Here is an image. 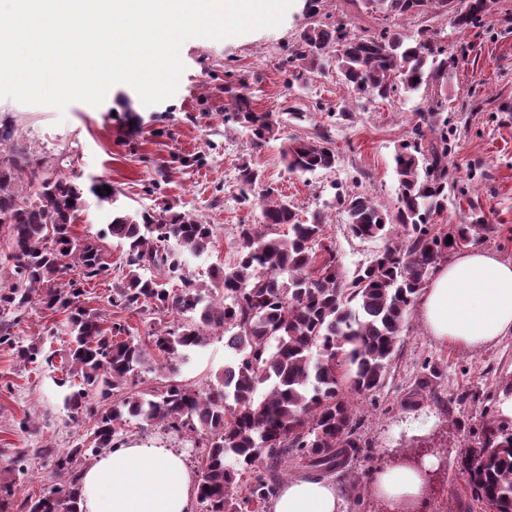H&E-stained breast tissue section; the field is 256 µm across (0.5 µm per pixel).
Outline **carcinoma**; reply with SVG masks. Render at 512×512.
Here are the masks:
<instances>
[{"label":"carcinoma","instance_id":"obj_1","mask_svg":"<svg viewBox=\"0 0 512 512\" xmlns=\"http://www.w3.org/2000/svg\"><path fill=\"white\" fill-rule=\"evenodd\" d=\"M434 1L451 13L462 33L491 10L495 0H383L387 10L416 18ZM455 44L419 29L365 34L350 21L316 22L286 48L285 64L299 81L306 73L336 72L350 96L391 100L423 87L443 86L448 68L458 64ZM418 81H413V78ZM234 100L226 118L247 127L252 144L280 139L281 121L251 108L246 85L224 88ZM426 126L416 123L410 139L394 155L398 181L392 213L371 196L341 190L335 201L353 236L384 238L393 225L403 238L368 265L347 273L336 249L324 243L326 214L302 220L274 190L257 195L260 174L247 165L240 173L241 201H259L261 220L240 227L238 261L213 265L207 279L184 275L186 254L209 250L213 224L195 214H169L167 207L130 213L117 205L103 183L90 191L112 205L105 235L125 246V277L114 288L112 305L149 313L166 325L146 339L123 337L124 325L104 326L101 316L79 305L81 282L109 275L111 265L97 241H81L72 224L83 210L84 189L65 177L33 171L24 154L0 156V229L8 232L15 286L0 303L16 311L35 304L66 315L71 340L61 354L68 375L80 388L66 395V408L94 420L89 435L59 452L39 448L49 460L54 484L26 496L18 512H81V461L120 447L132 423L160 425L198 448L196 501L201 512H260L276 496L278 465L295 457L308 469L334 470L360 454L354 394H374L386 383L407 315L430 276L448 253L476 245L499 230L474 217L433 232V215L448 207V120L440 138L424 148ZM282 140V139H280ZM289 171H332L336 150L326 134L282 140ZM452 242H447V237ZM73 270L66 283L58 279ZM146 270L155 274L147 277ZM180 287H168V280ZM224 329L225 345L236 359L224 365L218 383L205 388L174 378L157 390L140 389L142 369L152 364L175 374L190 354L208 345L207 330ZM444 368L425 364L406 399L438 396L434 385ZM112 404H106L107 400ZM461 466L474 500L493 512H512V428L493 418L481 439L465 450Z\"/></svg>","mask_w":512,"mask_h":512}]
</instances>
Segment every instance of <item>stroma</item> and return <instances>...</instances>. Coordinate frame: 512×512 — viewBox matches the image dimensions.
Masks as SVG:
<instances>
[{"mask_svg": "<svg viewBox=\"0 0 512 512\" xmlns=\"http://www.w3.org/2000/svg\"><path fill=\"white\" fill-rule=\"evenodd\" d=\"M305 0H294L283 23L222 41L192 38L180 55L185 65L173 97L143 105L135 90L114 85L101 105L82 102L65 112L42 105L0 99V127L12 128L0 141V154L24 149L45 162L47 174L69 173L85 188V207L72 229L77 238L101 236L113 266L108 277L86 281L80 302L101 312L108 322L128 325L133 335L147 336L152 316L113 308L112 288L122 271L123 252L104 231L112 208L89 188L104 181L118 190L129 209L168 206L192 212L217 227L211 249L187 257L185 267L200 275L217 262L234 264L239 227L260 221L259 206L240 204L238 168L261 173L263 187L273 188L300 216L325 211L327 243L333 244L347 272L368 264L387 246L386 240L353 237L335 202L337 188L350 187L394 208L397 179L394 153L419 120L434 95L423 89L390 101H356L335 74H309L289 83L281 67L282 48L296 41L308 24ZM321 14L347 18L358 30L382 28L414 35L418 26L443 32L455 41L463 62L448 72L442 100L448 105V207L434 216L431 227L470 221L481 208L498 236L480 247L512 260V0H496L491 11L468 33H453L446 11L431 7L420 20L385 13L376 0H320ZM247 84L253 106L261 112L293 107L307 118L287 123L282 132L300 139L328 134L339 161L335 170L315 175L288 172L279 141L256 147L250 131L224 119L232 110L228 85ZM347 106L348 118L336 111ZM13 335L20 344L37 346L44 357L67 346L66 317L37 306L22 310ZM209 343L181 365L179 381L203 387L213 381L235 354L224 344L223 329L208 332ZM43 359L23 364L16 348L0 345V479L14 480L16 497L40 494L51 484V467L36 449L71 448L93 421L72 414L64 405L70 393L64 370ZM447 369L438 398H424L408 407L404 395L425 363ZM360 432L369 446L329 476L344 501V512H377L380 505L370 484L402 449L430 448L431 492L422 512H479L460 470L464 448L476 442L486 416L512 424V335L481 349H462L429 336L419 307L409 311L385 388L377 395H353ZM130 446H162L194 463L191 442L174 432L147 426L126 436Z\"/></svg>", "mask_w": 512, "mask_h": 512, "instance_id": "35a3bbf8", "label": "stroma"}]
</instances>
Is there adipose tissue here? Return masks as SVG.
<instances>
[{"instance_id":"obj_1","label":"adipose tissue","mask_w":512,"mask_h":512,"mask_svg":"<svg viewBox=\"0 0 512 512\" xmlns=\"http://www.w3.org/2000/svg\"><path fill=\"white\" fill-rule=\"evenodd\" d=\"M431 336L463 348H480L512 334V261L473 249L436 273L420 297ZM82 512H193V474L173 449L142 446L113 449L83 473ZM417 469L399 460L379 471L372 494L387 508L426 497ZM272 512H344L334 483L294 480L282 486Z\"/></svg>"}]
</instances>
